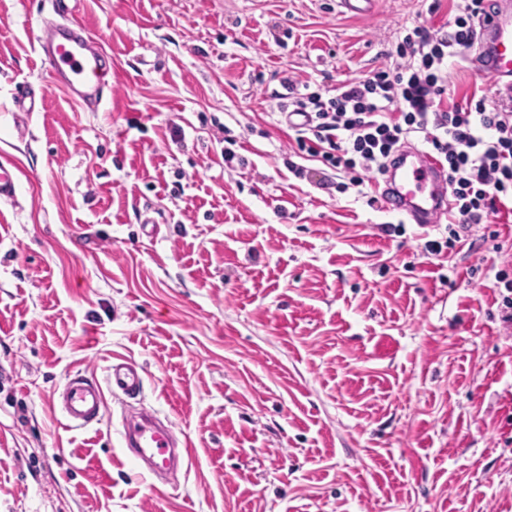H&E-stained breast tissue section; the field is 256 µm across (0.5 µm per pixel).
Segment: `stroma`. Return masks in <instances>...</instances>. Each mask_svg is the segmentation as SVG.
Here are the masks:
<instances>
[{"label":"stroma","mask_w":512,"mask_h":512,"mask_svg":"<svg viewBox=\"0 0 512 512\" xmlns=\"http://www.w3.org/2000/svg\"><path fill=\"white\" fill-rule=\"evenodd\" d=\"M71 8L112 58L110 111L57 88L16 110L53 11L0 0V512H512V219L425 254L445 224L295 176L280 116L284 72L322 95L371 77L451 0ZM470 57L445 103L493 91ZM116 357L140 394L69 427L54 390ZM128 405L193 443L159 488L124 455ZM18 181L16 166L10 161H0V200H11L16 196Z\"/></svg>","instance_id":"stroma-1"}]
</instances>
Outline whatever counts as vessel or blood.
I'll return each instance as SVG.
<instances>
[{
    "label": "vessel or blood",
    "instance_id": "vessel-or-blood-1",
    "mask_svg": "<svg viewBox=\"0 0 512 512\" xmlns=\"http://www.w3.org/2000/svg\"><path fill=\"white\" fill-rule=\"evenodd\" d=\"M70 0H54V19L44 21L37 38V53L50 81L40 88L22 87L15 104L24 112L34 111L36 94L50 88H65L73 99L96 112L112 100V81L104 50L87 28L73 18ZM476 39V58L481 72L490 75L500 88L512 94V0H499L498 7L480 17ZM17 169L12 162L0 161V200L16 195ZM385 203L399 207L417 224H433L452 208L448 180L441 160L428 152L401 148L387 172L382 192ZM125 395H138L143 387V371L133 361L112 364L105 382L75 376L63 389L55 391L53 401L67 421L86 426L99 421L104 405V387ZM124 447L127 455L148 477H161L176 460V448H190L171 427L151 415L140 413L124 419Z\"/></svg>",
    "mask_w": 512,
    "mask_h": 512
}]
</instances>
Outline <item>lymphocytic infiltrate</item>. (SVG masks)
Returning <instances> with one entry per match:
<instances>
[{
    "mask_svg": "<svg viewBox=\"0 0 512 512\" xmlns=\"http://www.w3.org/2000/svg\"><path fill=\"white\" fill-rule=\"evenodd\" d=\"M456 10L451 29L437 35L421 26L406 29L394 66L342 82L328 96L301 93L295 77L282 79L294 97L297 155L321 158L349 178L335 186L323 177L317 188L343 193L363 186L385 173L395 150L412 136L444 160L453 207L447 239L424 244L433 256L454 248L489 216L512 212V96H499L491 109L481 99L449 108L442 103L448 60L474 43L473 20L483 0H457Z\"/></svg>",
    "mask_w": 512,
    "mask_h": 512,
    "instance_id": "obj_1",
    "label": "lymphocytic infiltrate"
}]
</instances>
